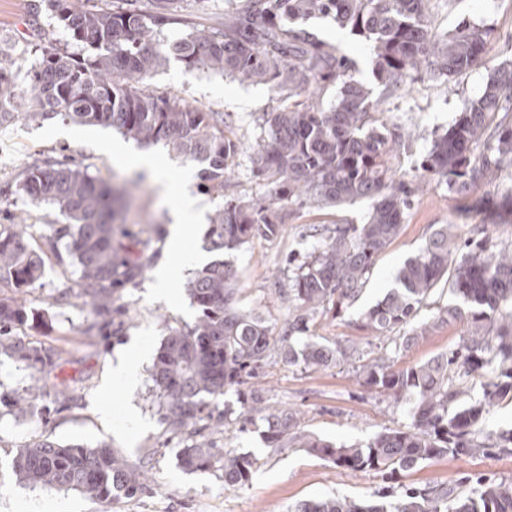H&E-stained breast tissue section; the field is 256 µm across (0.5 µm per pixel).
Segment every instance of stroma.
Masks as SVG:
<instances>
[{"instance_id": "35a3bbf8", "label": "stroma", "mask_w": 512, "mask_h": 512, "mask_svg": "<svg viewBox=\"0 0 512 512\" xmlns=\"http://www.w3.org/2000/svg\"><path fill=\"white\" fill-rule=\"evenodd\" d=\"M40 3L0 0V44L10 50L23 47L28 67L34 66L48 47L82 56L81 46L70 40L63 25L41 9ZM244 3L180 0V23L163 25L161 35L170 41L179 39L192 22L223 26L225 11ZM427 13L433 32L439 35L463 19L491 27V62L450 81L425 76L384 97L381 108L386 121L409 126L414 132L399 158L404 171L417 169L435 136L454 123L467 101L482 94L493 66L512 60V0H429ZM304 26L354 60L355 80L372 83L368 49L359 37L340 29L329 18H312ZM146 89L159 97L175 96L222 114L225 136L247 146L237 160L230 193L248 197L262 190V183L251 174L249 146L259 138L266 113L280 104L275 89L190 69L175 59L148 81ZM114 135V130L106 127L80 126L58 117L0 126V225L29 224L38 237L47 225L66 221L58 208L34 206L18 191L17 184L28 165L73 160L89 176L105 181L141 173L145 180L135 192L126 222L136 232L148 224L161 225L160 236L152 242L154 261H170L168 207L183 176H190L191 188L207 212L223 206L224 200L204 189L192 162L165 145L151 146L149 152L167 171V180H157L153 172L144 173L139 166L117 161L103 145L104 138ZM370 207L367 200L333 208L304 207L294 211L286 232L278 239L254 238L222 254L212 250L208 234L193 233L188 235L185 249H200L210 252L212 259L230 261L238 272L241 304L261 309L279 334L288 328L289 255L300 257L309 252L316 230L365 223ZM440 224H485L494 240L512 241V222H505L489 208L463 214L446 186L428 184L414 196L399 235L378 256L362 293L340 317L319 316L316 334L331 342L356 345L360 354L391 346V339L357 329L356 320L394 287L399 267L425 247ZM194 274V269L175 265L173 295L165 301L148 296L147 285L153 275L145 273L122 291L126 314L121 322L90 335L86 329L94 315L79 288L78 266L53 258L46 261L41 278L28 293L41 316L15 327L14 334L29 346L54 355L57 364L42 378V397L35 413H23L5 404L4 399L31 384L32 370L26 363L0 354V512H291L302 500L370 498L389 486L382 473H352L301 448L270 452L263 438L266 421L256 420L248 430H241L244 408L236 390L228 391L224 403L214 407L212 417L199 421L192 435L168 430L148 378H140L132 387L113 385L112 364L117 354L139 346L158 351L169 328H187L195 323L199 310L187 292ZM463 333L459 322L440 327L412 350L393 355L391 365L399 370L445 352ZM357 363L353 357L341 365L309 372L288 365L275 350L251 384L271 409L300 410L306 433L337 444L364 443L386 429L406 425L410 405L360 386L354 371ZM43 439L117 448L143 467L149 488L131 500L99 504L74 490L18 482L10 468L13 453ZM196 441L255 456L258 466L249 485L230 488L215 472L184 468L180 450ZM477 473L512 478V454L447 456L413 469L400 481L422 486Z\"/></svg>"}]
</instances>
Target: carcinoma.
I'll list each match as a JSON object with an SVG mask.
<instances>
[{
	"instance_id": "1",
	"label": "carcinoma",
	"mask_w": 512,
	"mask_h": 512,
	"mask_svg": "<svg viewBox=\"0 0 512 512\" xmlns=\"http://www.w3.org/2000/svg\"><path fill=\"white\" fill-rule=\"evenodd\" d=\"M44 2L87 54L44 53L27 90L19 92L0 49V126L64 115L79 124L111 126L139 144L167 142L200 166L209 193L224 197L210 224L216 250H236L254 237L276 238L288 215L304 206L371 202L366 223L317 232L312 251L295 265L288 289L293 313L285 336H271L265 317L239 304L230 264L215 261L189 281L187 291L200 315L189 328L169 329L149 372L173 432L195 427L207 407L204 398L216 403L225 389L248 384L274 340L288 364L311 370L351 355L348 346L313 339L298 349L292 335L313 334L311 323L318 314L338 317L355 302L377 257L399 234L414 187L444 184L468 212L474 208L469 191L492 185L500 213L512 216V182L501 180L503 172L512 170V123H493L496 114L506 119L512 113V61L493 71L483 94L434 139L421 173L408 179L393 165L411 139L406 127L394 124L389 130L378 122L381 99L353 79L354 61L295 22L331 18L361 37L370 51L372 76L388 93L424 73L450 81L477 66L490 46L492 29L485 25L464 22L434 35L428 0H247L224 13V27H194L170 42L157 28L176 20L178 0H158V12L149 17L122 6L97 7L91 0ZM171 57L188 68L281 92L252 158L253 172L266 190L247 198L225 195L241 144L224 136V119L179 98L145 91L146 79ZM329 87L336 88V97L326 102L321 93ZM19 191L34 205L57 206L67 223L49 225L37 248L25 224L0 232V283L26 294L41 278L50 253L78 265L81 291L92 312L122 315L118 291L143 276L154 257L151 239L131 240L123 219V190L88 177L74 163L45 162L25 170ZM457 238L455 225H437L422 251L399 269L397 287L357 322L375 336L402 332L398 352L444 325L464 324L465 334L455 347L424 362L395 370L389 357L380 355L357 369L360 384L412 404L409 422L363 444L338 446L305 434L300 413L269 412L252 394L243 406L267 421V447L276 450L288 442L351 472L391 476L445 456L512 453V428H480L490 407L512 400V248L494 243L485 224L473 225V236L463 245ZM444 278L464 306L441 305L420 319ZM30 315L37 318L39 311L27 299H0V352L33 369V384L14 398L22 412L37 408L40 374L47 369L41 354L11 333ZM475 379L479 387L465 386ZM181 463L189 470L216 471L224 485L242 487L251 481L257 459L199 443L183 449ZM11 467L21 483L76 490L99 503L131 498L147 480L141 467L110 447L47 439L17 449ZM293 512H512V479L465 476L402 486L397 494L373 499L304 500Z\"/></svg>"
}]
</instances>
